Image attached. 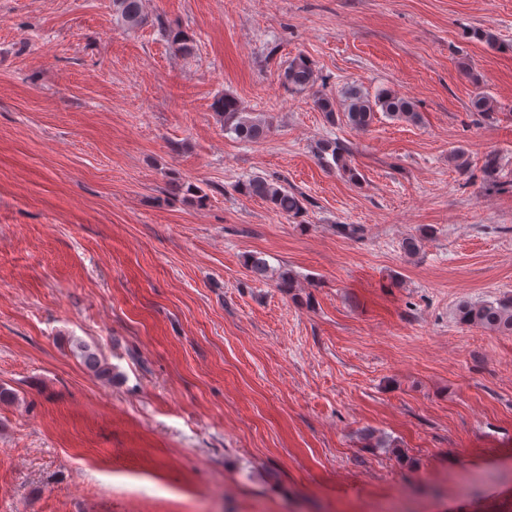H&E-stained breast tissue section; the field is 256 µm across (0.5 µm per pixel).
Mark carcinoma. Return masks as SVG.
Listing matches in <instances>:
<instances>
[{
  "label": "carcinoma",
  "instance_id": "carcinoma-1",
  "mask_svg": "<svg viewBox=\"0 0 512 512\" xmlns=\"http://www.w3.org/2000/svg\"><path fill=\"white\" fill-rule=\"evenodd\" d=\"M112 10L117 21L128 29L138 28L147 23L143 0H112ZM160 30L176 52L183 56L194 54V41L183 30L163 22L160 23ZM278 77L283 86L294 91H304L314 86V64L308 57L300 54L280 69ZM315 104L328 120H335L336 112L340 111L345 122L360 131L368 130L380 112L397 121L411 124L421 122V114L411 99L385 88L370 95L351 86L344 90L340 108L337 107L335 95L322 92L315 96ZM213 108L224 121V131L234 134L241 142L258 143L264 140L269 132V124L261 114L246 111L241 102L230 94L218 97L213 103ZM470 110L481 115L494 111L493 98L483 92L477 93L470 101ZM344 153V146L331 140L322 141L317 151L321 163L327 166L332 161L337 163L349 180L357 183L359 175L346 163ZM237 189L244 195L263 200L273 210L299 224L305 223L304 217L308 206L312 205L311 199L288 184V181L278 177L255 175L238 184ZM432 234V229L424 228L420 235L404 238L401 247L406 254L414 256L421 249V241ZM457 316L463 325L480 326L502 335H512V296L494 302L465 303L458 308ZM78 349L87 367L102 376L112 375L110 367L102 364L90 347L81 344Z\"/></svg>",
  "mask_w": 512,
  "mask_h": 512
}]
</instances>
